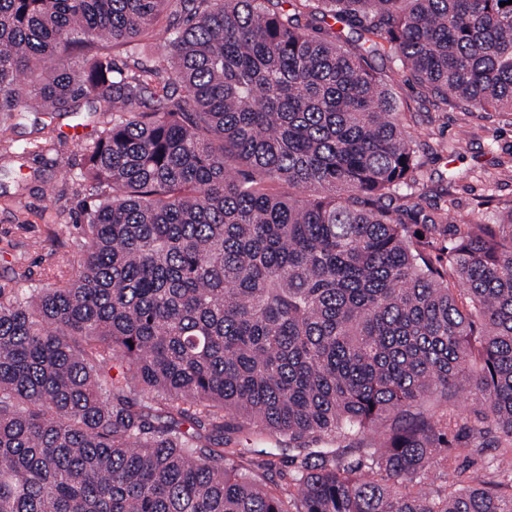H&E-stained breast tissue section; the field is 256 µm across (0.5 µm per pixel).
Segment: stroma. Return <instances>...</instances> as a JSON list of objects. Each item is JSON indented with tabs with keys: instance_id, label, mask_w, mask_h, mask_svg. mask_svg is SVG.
<instances>
[{
	"instance_id": "1",
	"label": "stroma",
	"mask_w": 512,
	"mask_h": 512,
	"mask_svg": "<svg viewBox=\"0 0 512 512\" xmlns=\"http://www.w3.org/2000/svg\"><path fill=\"white\" fill-rule=\"evenodd\" d=\"M386 78L405 116L419 168L408 188L410 204L424 215L452 213L453 222L430 232L434 264H447L446 247L456 227L500 223L512 215V112L466 110L441 103L408 80L389 48L369 59ZM99 117L85 112L52 119L30 112L8 135L30 154H0V288H46L78 252L75 224L88 197L80 176V140L95 137ZM466 142L458 150V142Z\"/></svg>"
}]
</instances>
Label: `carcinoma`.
Wrapping results in <instances>:
<instances>
[{
  "label": "carcinoma",
  "instance_id": "carcinoma-1",
  "mask_svg": "<svg viewBox=\"0 0 512 512\" xmlns=\"http://www.w3.org/2000/svg\"><path fill=\"white\" fill-rule=\"evenodd\" d=\"M500 2L0 0V132L32 100L104 118L77 259L0 289V512H512V454L476 484L448 456L512 447V218L433 264L385 205L417 160L374 48L313 35H380L434 96L512 112ZM460 390L470 425L424 407ZM244 420L300 448L286 470L230 447Z\"/></svg>",
  "mask_w": 512,
  "mask_h": 512
}]
</instances>
